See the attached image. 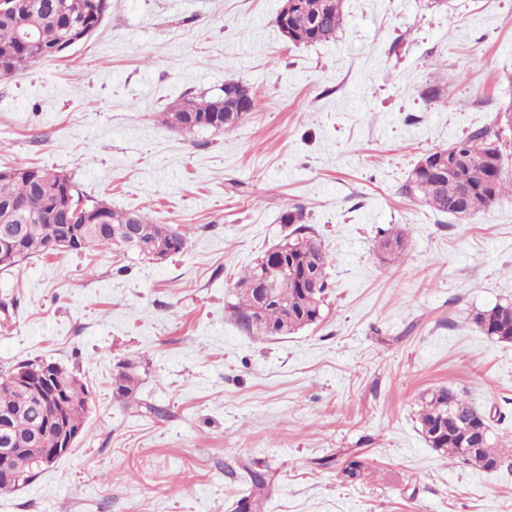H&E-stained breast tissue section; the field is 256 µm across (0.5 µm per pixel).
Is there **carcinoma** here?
Listing matches in <instances>:
<instances>
[{
    "label": "carcinoma",
    "mask_w": 512,
    "mask_h": 512,
    "mask_svg": "<svg viewBox=\"0 0 512 512\" xmlns=\"http://www.w3.org/2000/svg\"><path fill=\"white\" fill-rule=\"evenodd\" d=\"M344 0H297L289 11L293 43H322L336 38L343 23ZM110 7L109 0H31L20 20L0 16V78L31 69L51 58L48 49L60 41L62 27L98 29ZM29 29L30 43L19 40V26ZM254 99L251 88L238 82L224 84L213 97L184 95L165 112V123L191 133L213 129L229 131L244 118V103ZM499 134L482 128L451 144L458 157L454 168L442 167L448 148L423 156L439 166L418 164L410 173L406 192L421 196L433 210L456 216L460 208L475 214L505 196H512V177L504 175ZM84 203L91 224H71L65 208L71 200ZM299 207L284 213L281 223L292 226L281 243L254 260L235 282L230 305L236 324L257 336H287L322 320L329 292L327 268L332 256L313 227L302 223ZM22 234L8 268L32 254L84 253L90 250L133 252L161 263L182 252L187 232L159 224L139 210H118L102 198L76 188L65 174L38 165L0 168V238L13 226ZM135 234L126 236V229ZM68 241L61 251L55 245ZM379 252L387 263L402 262V230L381 231ZM276 288L277 299L267 300L263 289ZM471 323L483 335L512 343V303H496L477 310ZM31 370L35 380L49 385L40 391L17 381L20 370ZM138 387L132 368L118 363L112 373L113 400L129 402ZM10 414L7 433L12 452L0 455V494L28 484L40 474L36 462L47 448L60 447L62 426L73 421L84 428L89 416V391L73 373L55 363L33 360L0 374V416ZM485 413L451 388L432 391L421 400L420 431L429 447L449 458L486 471L512 469V449L503 451L484 424ZM250 494L265 489L267 472L247 471Z\"/></svg>",
    "instance_id": "obj_1"
}]
</instances>
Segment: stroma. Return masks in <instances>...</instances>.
I'll return each instance as SVG.
<instances>
[{
    "label": "stroma",
    "instance_id": "35a3bbf8",
    "mask_svg": "<svg viewBox=\"0 0 512 512\" xmlns=\"http://www.w3.org/2000/svg\"><path fill=\"white\" fill-rule=\"evenodd\" d=\"M282 4L111 0L66 57L0 78L1 167L61 171L188 231L161 263L96 251L0 269V371L43 359L91 400L74 450L0 512H236L253 466L271 480L250 512H512V471L451 461L417 422L450 387L512 448V344L470 321L512 302V198L459 219L404 191L422 156L512 104V0H345L335 40L312 45L284 39ZM229 80L256 97L233 130L165 124ZM299 206L334 258L330 305L295 334L250 335L233 285ZM391 227L400 265L379 256ZM121 360L139 378L129 408L112 399ZM379 252L383 261L387 263L403 262L405 253V239L402 230L390 228L380 232Z\"/></svg>",
    "mask_w": 512,
    "mask_h": 512
}]
</instances>
